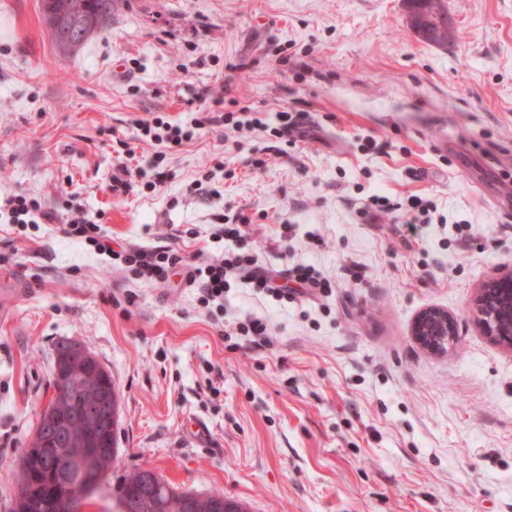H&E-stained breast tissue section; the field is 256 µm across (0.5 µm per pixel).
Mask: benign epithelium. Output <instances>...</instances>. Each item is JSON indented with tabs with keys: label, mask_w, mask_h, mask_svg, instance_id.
<instances>
[{
	"label": "benign epithelium",
	"mask_w": 512,
	"mask_h": 512,
	"mask_svg": "<svg viewBox=\"0 0 512 512\" xmlns=\"http://www.w3.org/2000/svg\"><path fill=\"white\" fill-rule=\"evenodd\" d=\"M474 312L482 330L499 344L512 348V271L484 284L474 300ZM424 350L443 355L456 342L457 319L440 308L422 310L410 331ZM50 396L38 430L26 446V456L47 464L52 471L75 472L73 493L57 501L56 512H77L79 504L93 494L98 484L97 468L112 465V451L119 424L117 399L104 367L88 381L73 374V368L97 363L78 339L63 341L55 353ZM53 448L45 453V448ZM184 512H225L221 500L196 495L183 497Z\"/></svg>",
	"instance_id": "benign-epithelium-1"
}]
</instances>
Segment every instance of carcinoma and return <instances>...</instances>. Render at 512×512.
Returning a JSON list of instances; mask_svg holds the SVG:
<instances>
[{"instance_id": "obj_1", "label": "carcinoma", "mask_w": 512, "mask_h": 512, "mask_svg": "<svg viewBox=\"0 0 512 512\" xmlns=\"http://www.w3.org/2000/svg\"><path fill=\"white\" fill-rule=\"evenodd\" d=\"M43 17L46 26H51L56 18L67 21L57 33H52L53 39L70 37L87 42L92 35L112 24V9L116 0H42ZM423 42L430 45L443 41L451 44L458 39L455 28L440 30V27L430 23L424 28ZM146 470L139 468L129 473L118 487V494L125 496L131 506V512H183L180 506L182 497L187 491L173 486L168 481H162L163 491L159 493V508H149V503L143 499V474ZM73 478L60 474L48 476L43 474L39 480L30 484V497L35 508L30 512H55L51 502L71 491Z\"/></svg>"}]
</instances>
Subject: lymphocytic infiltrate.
Returning a JSON list of instances; mask_svg holds the SVG:
<instances>
[{"instance_id":"1","label":"lymphocytic infiltrate","mask_w":512,"mask_h":512,"mask_svg":"<svg viewBox=\"0 0 512 512\" xmlns=\"http://www.w3.org/2000/svg\"><path fill=\"white\" fill-rule=\"evenodd\" d=\"M280 118L281 125L273 129L268 128L263 119L245 108L236 112H209L189 124L173 123L159 116L135 120V140L154 142L159 145L160 150L153 165L133 170L121 169L113 181L116 187L126 190L136 183L144 189L156 190L164 181L158 165L164 161L167 151L193 141L206 126L216 125L228 130L246 126L261 130L268 128L274 136L280 138L288 133L286 122L289 115L284 112ZM6 204L11 223L23 224L31 220L37 224L57 225L59 232L65 237L83 243L95 254L109 257L126 272L144 282H165L175 268H184L187 286L199 289L200 302L206 306L223 307L226 293L232 283L237 281L247 283L258 293L277 301L294 299L299 292L324 294L331 287L330 281L314 266L295 264L283 270H272L260 265L255 254L240 251L239 245L247 236V221L240 215L226 220L220 231L221 237L226 241L222 254L201 262H191L167 246L151 249L131 246L114 250L111 239L101 225L78 208L63 216L44 210L37 199L23 195L8 198ZM365 207L380 216H396L397 230L407 238L417 237L420 225L429 223L430 213L435 209L432 201L417 195L410 196L404 205L394 203L386 196L373 195L368 198Z\"/></svg>"}]
</instances>
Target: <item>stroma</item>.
Wrapping results in <instances>:
<instances>
[{"label":"stroma","mask_w":512,"mask_h":512,"mask_svg":"<svg viewBox=\"0 0 512 512\" xmlns=\"http://www.w3.org/2000/svg\"><path fill=\"white\" fill-rule=\"evenodd\" d=\"M447 3L459 38L437 48L401 0H118L64 58L41 0H0V200L79 206L115 244L185 255L222 252L240 213L265 266L311 263L333 285L282 304L236 283L206 308L180 277L139 282L55 225L0 223V512L71 337L120 403L119 453L82 512H113L140 468L248 512H512V350L473 309L512 269V0ZM218 99L305 119L285 140L204 129L167 153L159 191L112 190L157 152L124 153L133 120L187 123ZM376 193L437 210L408 242L363 213ZM431 306L458 321L443 356L410 336ZM247 314L270 345L224 339Z\"/></svg>","instance_id":"35a3bbf8"}]
</instances>
